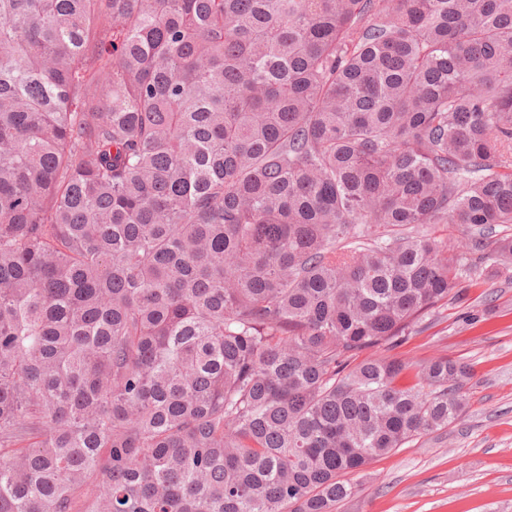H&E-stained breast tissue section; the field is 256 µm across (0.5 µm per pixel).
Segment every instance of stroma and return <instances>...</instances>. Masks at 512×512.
I'll return each mask as SVG.
<instances>
[{
    "label": "stroma",
    "instance_id": "1",
    "mask_svg": "<svg viewBox=\"0 0 512 512\" xmlns=\"http://www.w3.org/2000/svg\"><path fill=\"white\" fill-rule=\"evenodd\" d=\"M462 302L427 317L392 357L469 363L463 418L377 458L339 512H512V268L461 261Z\"/></svg>",
    "mask_w": 512,
    "mask_h": 512
}]
</instances>
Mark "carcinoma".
I'll return each mask as SVG.
<instances>
[{
    "label": "carcinoma",
    "mask_w": 512,
    "mask_h": 512,
    "mask_svg": "<svg viewBox=\"0 0 512 512\" xmlns=\"http://www.w3.org/2000/svg\"><path fill=\"white\" fill-rule=\"evenodd\" d=\"M436 224H512V0H0V512H337L465 413Z\"/></svg>",
    "instance_id": "cac0c4a2"
}]
</instances>
